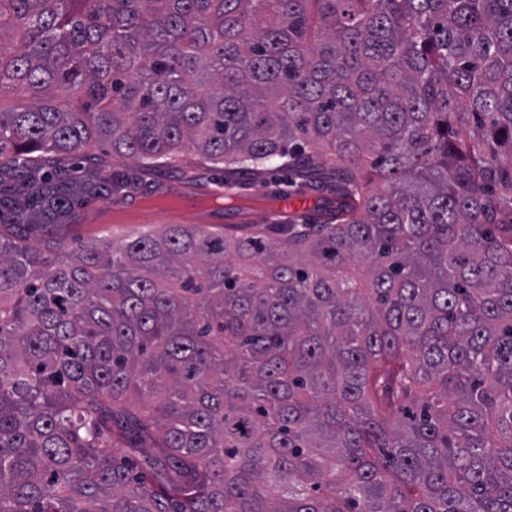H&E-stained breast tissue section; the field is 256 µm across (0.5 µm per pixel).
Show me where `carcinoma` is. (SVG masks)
<instances>
[{"label":"carcinoma","mask_w":512,"mask_h":512,"mask_svg":"<svg viewBox=\"0 0 512 512\" xmlns=\"http://www.w3.org/2000/svg\"><path fill=\"white\" fill-rule=\"evenodd\" d=\"M0 512H512V0H0ZM183 146L318 223L37 244ZM90 154L92 156L87 157L86 159L72 160L66 162V166L69 169L72 177H81L84 173L85 168L97 165L102 161L105 162L106 165L110 166L112 171H115L118 175L134 172V167H137L139 165V163L134 159H126L119 157L112 158V150L106 146L96 147L90 152ZM279 179L281 180V183H284L280 186H275V184L271 185H263L260 183L254 182L249 177H242L239 181V187L242 189V191L250 196L254 195H263V192L266 189H276L285 193H289L288 197H294L298 198L300 200L305 201V207L301 208L300 211L303 210H312L314 207H317L319 204V200L322 197H328L330 196V193L334 189V187H331L326 184H313L310 188H307L305 191V196H296V194L303 190L300 185L296 184H288V172H277ZM267 198L266 196H264ZM271 203H273L274 200L267 198Z\"/></svg>","instance_id":"cac0c4a2"}]
</instances>
